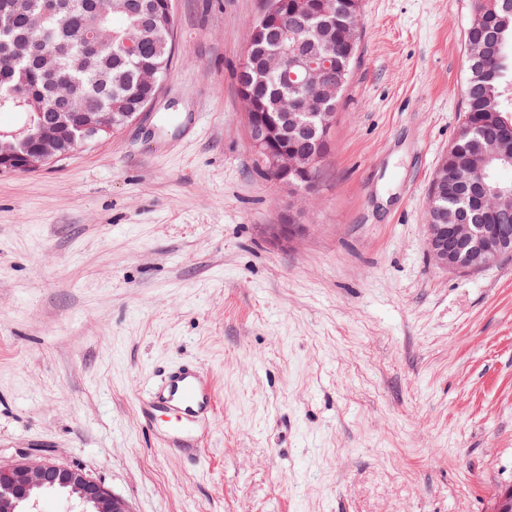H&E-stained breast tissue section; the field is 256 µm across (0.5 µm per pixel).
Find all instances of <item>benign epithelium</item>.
<instances>
[{"mask_svg":"<svg viewBox=\"0 0 512 512\" xmlns=\"http://www.w3.org/2000/svg\"><path fill=\"white\" fill-rule=\"evenodd\" d=\"M284 0H267L265 11L253 21L249 42L260 35L271 44L266 50L247 46L245 65L238 71V92L246 105L250 146L274 185L296 200L311 193L316 181L308 180L320 167L335 121L336 104L323 95L334 86L341 91L347 71L336 68V55L353 53L359 42V24L348 28L343 41L331 45L320 41L322 32L336 25V16L311 0H303L288 22L282 21ZM294 50L288 51V41ZM288 83V111L256 112L254 99L261 94L272 73ZM24 78L0 94V104L12 100L28 103L20 90ZM67 111L58 120L42 119L48 102L34 104L20 128L0 131V174L35 172L90 143L111 137L117 120L110 112H81L67 95ZM499 161L512 167V134L486 133L481 153L469 173L459 177V195L468 207L438 208L429 205L427 248L435 264L456 271L481 270L512 252V182H498L489 194L480 195L488 167ZM431 196H448V166L440 165L431 181ZM303 229L293 214L288 223L270 225L276 239L293 238ZM49 486L57 487L78 506L77 512H133L129 503L104 482L84 469L23 454L0 461V512H37L38 497ZM492 512H512V486L493 494Z\"/></svg>","mask_w":512,"mask_h":512,"instance_id":"obj_1","label":"benign epithelium"}]
</instances>
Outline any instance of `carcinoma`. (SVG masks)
Listing matches in <instances>:
<instances>
[{
  "mask_svg": "<svg viewBox=\"0 0 512 512\" xmlns=\"http://www.w3.org/2000/svg\"><path fill=\"white\" fill-rule=\"evenodd\" d=\"M90 0H19L11 21L15 42L0 49V78L12 77L11 54L23 51L30 56L26 84L31 95L57 102L54 111H62L59 98L68 88L65 80L76 83L89 112H110L121 117L126 112H140L154 97L155 90L139 81L141 71L149 68L167 75L173 55L174 24L138 30L133 19L117 11L106 22L112 32V49L93 57L83 56L82 32L89 17ZM40 13L45 18L39 35L30 32L26 15ZM499 12L491 9L488 0H473V13L468 28L489 30L496 25ZM360 17V4L343 0V10L336 14V37L354 19ZM142 42L140 51L126 53L121 43L130 36ZM466 78L462 86L464 115L462 128L483 131L497 120L512 124V16L502 22L501 44L473 42L466 52ZM83 70L72 71L76 63ZM473 154L469 139L460 137L447 153L448 171L463 173Z\"/></svg>",
  "mask_w": 512,
  "mask_h": 512,
  "instance_id": "obj_1",
  "label": "carcinoma"
}]
</instances>
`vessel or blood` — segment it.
<instances>
[{"instance_id":"1","label":"vessel or blood","mask_w":512,"mask_h":512,"mask_svg":"<svg viewBox=\"0 0 512 512\" xmlns=\"http://www.w3.org/2000/svg\"><path fill=\"white\" fill-rule=\"evenodd\" d=\"M211 380L201 367L171 366L160 372L156 384L142 396L143 421L156 430L163 445L186 451L198 460L197 447L214 412Z\"/></svg>"}]
</instances>
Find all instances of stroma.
<instances>
[{
	"instance_id": "1",
	"label": "stroma",
	"mask_w": 512,
	"mask_h": 512,
	"mask_svg": "<svg viewBox=\"0 0 512 512\" xmlns=\"http://www.w3.org/2000/svg\"><path fill=\"white\" fill-rule=\"evenodd\" d=\"M266 0H172L175 53L132 125L0 175V461L78 466L133 512H490L512 484V253L427 249L462 122L471 0H361L317 190L271 184L235 74ZM306 224L288 243L269 225ZM201 365L198 464L138 399Z\"/></svg>"
}]
</instances>
